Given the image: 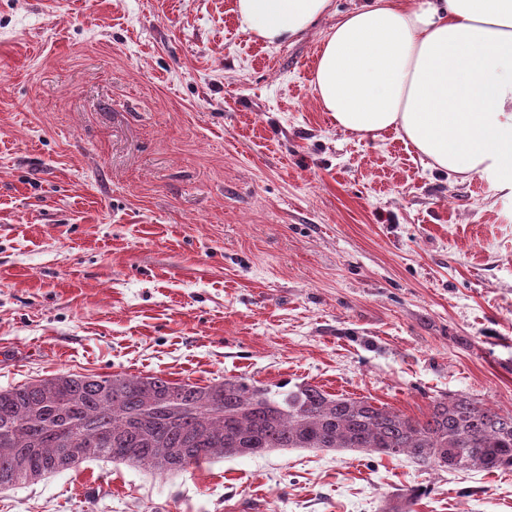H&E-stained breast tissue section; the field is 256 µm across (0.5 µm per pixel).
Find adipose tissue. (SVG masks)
Segmentation results:
<instances>
[{"label": "adipose tissue", "mask_w": 512, "mask_h": 512, "mask_svg": "<svg viewBox=\"0 0 512 512\" xmlns=\"http://www.w3.org/2000/svg\"><path fill=\"white\" fill-rule=\"evenodd\" d=\"M332 0H236L269 45L315 26ZM336 127L401 133L430 167L512 188V0H361L325 34L312 81Z\"/></svg>", "instance_id": "1"}]
</instances>
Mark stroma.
Listing matches in <instances>:
<instances>
[{"label":"stroma","mask_w":512,"mask_h":512,"mask_svg":"<svg viewBox=\"0 0 512 512\" xmlns=\"http://www.w3.org/2000/svg\"><path fill=\"white\" fill-rule=\"evenodd\" d=\"M235 0H0V388L62 373L307 383L410 417L512 411V189L342 133L324 34ZM512 512V471L288 449L88 462L0 512ZM235 6L243 31L280 45L315 26L329 13L332 0H236Z\"/></svg>","instance_id":"stroma-1"}]
</instances>
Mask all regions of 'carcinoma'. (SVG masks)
<instances>
[{
	"label": "carcinoma",
	"instance_id": "cac0c4a2",
	"mask_svg": "<svg viewBox=\"0 0 512 512\" xmlns=\"http://www.w3.org/2000/svg\"><path fill=\"white\" fill-rule=\"evenodd\" d=\"M288 448L404 456L425 468L512 470V412L465 395L413 418L310 384L244 377L207 385L158 375L60 374L0 389V490L89 459L181 473L214 458ZM413 489L388 507L412 512Z\"/></svg>",
	"mask_w": 512,
	"mask_h": 512
}]
</instances>
